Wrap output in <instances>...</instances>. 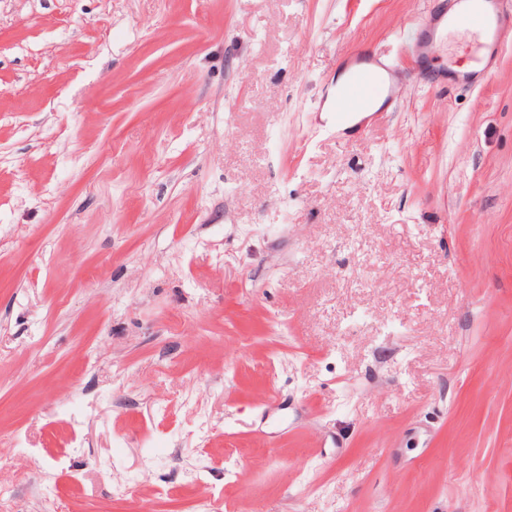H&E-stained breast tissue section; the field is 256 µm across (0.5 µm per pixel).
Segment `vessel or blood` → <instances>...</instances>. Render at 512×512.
<instances>
[{
	"label": "vessel or blood",
	"mask_w": 512,
	"mask_h": 512,
	"mask_svg": "<svg viewBox=\"0 0 512 512\" xmlns=\"http://www.w3.org/2000/svg\"><path fill=\"white\" fill-rule=\"evenodd\" d=\"M463 29L472 35V65L462 71L463 81L480 82L494 58L512 43V0H450L445 13H426L421 22V50H428L448 32ZM375 82L369 69H361L344 88L335 103L337 123H345L353 110L363 104Z\"/></svg>",
	"instance_id": "b4317fda"
}]
</instances>
